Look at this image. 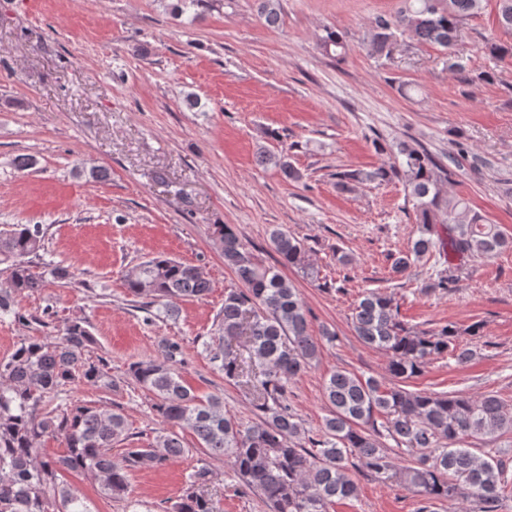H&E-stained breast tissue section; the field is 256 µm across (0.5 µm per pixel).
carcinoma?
Here are the masks:
<instances>
[{"label":"carcinoma","instance_id":"obj_1","mask_svg":"<svg viewBox=\"0 0 512 512\" xmlns=\"http://www.w3.org/2000/svg\"><path fill=\"white\" fill-rule=\"evenodd\" d=\"M485 0H402L393 15H379L367 34L370 54L388 58L398 38L408 35L424 45L453 48L465 20L478 14ZM498 23L512 32V0H497ZM268 25L279 20L278 0H258ZM320 47L341 58L347 44L343 35L325 30ZM402 160L368 172H344L338 187L401 178L413 201L421 234L410 250L394 258L392 271L401 274L423 256L437 252L457 256H490L512 245L497 225L474 211L464 198L446 190L466 150L448 156V163L424 150L401 143ZM261 165L274 163L290 179L300 178L285 156L265 150ZM445 225L439 232L436 225ZM215 244L243 289L224 296L219 314V336L203 343L214 368L245 386L262 413L260 422L243 426L224 416L219 395L197 396L175 368L182 345L165 339L161 357L129 365L133 380L153 396V409L171 426L186 428L197 448L222 457L248 487L260 492L268 512H329L338 500L357 496L349 474V459L356 456L368 472L385 481H400L416 489L423 506L459 497L474 498L480 512H497L508 481L498 463L465 447L500 431H512V408L488 394L472 398L456 393L386 388L373 377L346 370L332 372L325 381L329 405L322 436L304 448L301 420L288 403V384L310 369L322 344L309 333L307 310L298 289L280 268L301 270L318 278V269L301 240L275 228L270 242L277 264L266 265L246 249L231 224L213 227ZM44 249L38 224H13L0 230V318L22 321L14 297L43 287V276L32 271L30 257ZM128 292L156 307V317L171 318L179 300L205 296L211 288L201 269L164 255L154 256L124 274ZM354 330L365 344L390 354L389 373L397 379L422 372L432 355L448 354L458 363L474 352L459 340L460 331L444 326L414 332L399 319V305L386 294L365 292L352 314ZM245 339L249 357L235 353L231 341ZM96 340L86 322L67 321L53 339H25L0 359V512H92L85 498L60 481L72 472L93 478L100 492L133 508L129 481L138 470L158 469L183 456L185 448L174 432H158L144 448H129L119 461L112 446L128 437L124 414L82 401L52 404L59 389L79 381L112 390V375L103 357L90 351ZM386 415L385 431L374 426V415ZM388 434L405 451L416 453V465L396 468L382 437ZM56 437L66 452L56 458L41 456L45 437ZM210 470L201 466L189 475L186 488L170 512H220V501L209 494Z\"/></svg>","mask_w":512,"mask_h":512}]
</instances>
